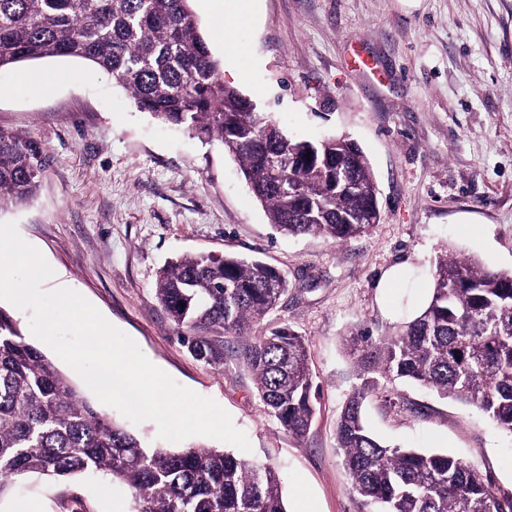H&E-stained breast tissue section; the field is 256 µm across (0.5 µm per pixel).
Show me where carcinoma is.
<instances>
[{
	"label": "carcinoma",
	"instance_id": "1",
	"mask_svg": "<svg viewBox=\"0 0 512 512\" xmlns=\"http://www.w3.org/2000/svg\"><path fill=\"white\" fill-rule=\"evenodd\" d=\"M191 0H0V71L48 57L90 61L141 112L218 142L240 164L270 224L287 236L343 243L379 218L377 186L360 146L342 136L295 140L224 83ZM34 141L0 129V210L32 199L46 169ZM278 268L231 254H184L161 267L156 296L192 355L224 364L199 335L253 336L243 360L269 415L304 439L316 414L305 338L260 326L287 291ZM353 336L361 384L341 411L336 441L360 512H512V494L446 453L391 447L362 406L379 378L405 379L470 405L512 436V272L475 257L438 256L426 305L366 355ZM31 474H103L126 487L130 512H288L280 479L226 449L151 450L102 412L25 340L0 306V496Z\"/></svg>",
	"mask_w": 512,
	"mask_h": 512
}]
</instances>
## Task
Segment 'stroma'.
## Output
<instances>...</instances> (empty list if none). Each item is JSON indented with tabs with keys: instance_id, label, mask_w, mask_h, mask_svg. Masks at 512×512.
Segmentation results:
<instances>
[{
	"instance_id": "obj_1",
	"label": "stroma",
	"mask_w": 512,
	"mask_h": 512,
	"mask_svg": "<svg viewBox=\"0 0 512 512\" xmlns=\"http://www.w3.org/2000/svg\"><path fill=\"white\" fill-rule=\"evenodd\" d=\"M233 86L289 136L345 135L366 154L380 220L343 244L292 238L269 223L238 161L219 144L158 123L98 66L54 57L0 72V129L42 145L34 201L0 211L73 289L177 383L214 399L274 466L289 512H356L336 443L359 386L349 337L380 339L427 300L444 248L512 270V0H253L233 30ZM52 84L17 90L20 74ZM231 253L282 270L288 291L267 322L304 336L317 385L308 436L269 416L243 362L246 339L214 336L217 369L196 359L159 305L156 276L186 253ZM396 275L394 288L381 287ZM393 446L443 451L512 492V438L474 409L396 380L365 403ZM104 476H33L0 512H125Z\"/></svg>"
}]
</instances>
